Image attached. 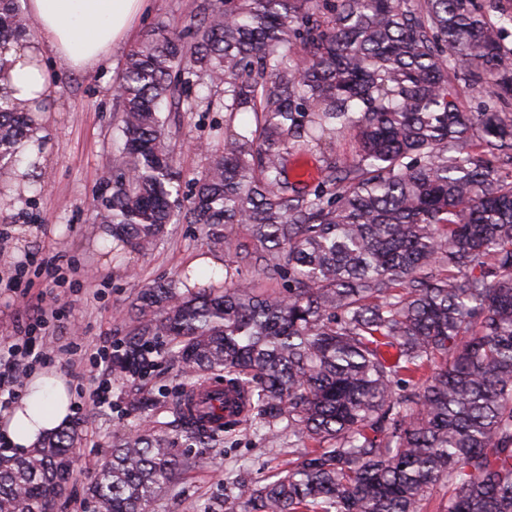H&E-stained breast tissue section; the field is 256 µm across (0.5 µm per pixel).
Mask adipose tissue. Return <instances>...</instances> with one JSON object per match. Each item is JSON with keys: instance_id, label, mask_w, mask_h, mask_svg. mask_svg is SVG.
Returning a JSON list of instances; mask_svg holds the SVG:
<instances>
[{"instance_id": "adipose-tissue-1", "label": "adipose tissue", "mask_w": 512, "mask_h": 512, "mask_svg": "<svg viewBox=\"0 0 512 512\" xmlns=\"http://www.w3.org/2000/svg\"><path fill=\"white\" fill-rule=\"evenodd\" d=\"M142 0H25L24 9L35 24L29 43L5 51L7 65L0 82L23 102L48 86L46 69L34 60L52 52L76 70L98 65L112 44L131 27ZM72 414L71 394L62 376L49 372L33 375L19 405L0 417V435L18 453L37 447Z\"/></svg>"}]
</instances>
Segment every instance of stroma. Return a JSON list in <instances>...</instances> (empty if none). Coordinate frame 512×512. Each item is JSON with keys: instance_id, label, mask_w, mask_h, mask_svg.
Returning a JSON list of instances; mask_svg holds the SVG:
<instances>
[{"instance_id": "obj_1", "label": "stroma", "mask_w": 512, "mask_h": 512, "mask_svg": "<svg viewBox=\"0 0 512 512\" xmlns=\"http://www.w3.org/2000/svg\"><path fill=\"white\" fill-rule=\"evenodd\" d=\"M203 2L143 0L126 38L94 69L75 71L56 57L45 58L51 97L36 134L46 159L42 192L15 210L13 223H0V339L35 322L39 298L56 299L58 315L39 341L47 358L34 370L66 378L78 408L71 421L79 426L80 442L74 479L55 512H90L86 487L96 463L118 439L149 429L174 436L194 461L149 512H224L242 489L267 483L304 448L294 436L268 444L255 421L233 427L220 443H204L172 409L194 384L177 363L160 358L153 371L133 376L104 372L93 363L97 348L126 340L141 289L195 265L203 249L194 224L168 225L145 254L108 255L92 232L100 223L95 201L112 191L121 111L114 86L125 57L148 32L183 30ZM223 130L224 114L217 110L171 113L177 167L189 175L203 170L204 147L219 143ZM95 388L103 393L102 403L86 400ZM135 395L150 396L154 407L129 413L127 402Z\"/></svg>"}]
</instances>
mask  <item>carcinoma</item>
<instances>
[{
    "label": "carcinoma",
    "mask_w": 512,
    "mask_h": 512,
    "mask_svg": "<svg viewBox=\"0 0 512 512\" xmlns=\"http://www.w3.org/2000/svg\"><path fill=\"white\" fill-rule=\"evenodd\" d=\"M507 22L479 0H210L186 34L128 54L121 156L99 203L112 240L149 251L184 220L229 251L228 225L244 224L252 251L236 257L259 279L226 263L146 286L112 369L167 356L222 374L268 438L285 422L315 443L227 512H428L440 490L436 512H512ZM31 26L0 0V51ZM189 75L223 92L207 108L224 132L182 214L165 113ZM459 83L491 84L494 99L465 112ZM49 97L25 108L0 85V211L40 193L23 149ZM351 130L353 158L326 159L312 187L289 181L291 156ZM224 410L214 393L175 403L212 437ZM78 441L70 427L22 457L0 449V512H54ZM192 464L162 431L124 439L88 493L96 512H148Z\"/></svg>",
    "instance_id": "cac0c4a2"
}]
</instances>
